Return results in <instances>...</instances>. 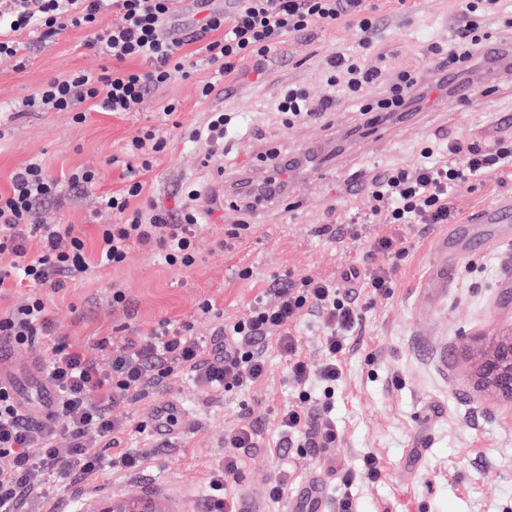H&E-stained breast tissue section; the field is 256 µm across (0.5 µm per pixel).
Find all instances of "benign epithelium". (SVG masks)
<instances>
[{"mask_svg": "<svg viewBox=\"0 0 512 512\" xmlns=\"http://www.w3.org/2000/svg\"><path fill=\"white\" fill-rule=\"evenodd\" d=\"M470 379L489 399L512 404V331L479 340L470 353ZM82 512H179L157 494L114 495L85 503Z\"/></svg>", "mask_w": 512, "mask_h": 512, "instance_id": "benign-epithelium-1", "label": "benign epithelium"}]
</instances>
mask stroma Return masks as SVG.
<instances>
[{"instance_id":"obj_1","label":"stroma","mask_w":512,"mask_h":512,"mask_svg":"<svg viewBox=\"0 0 512 512\" xmlns=\"http://www.w3.org/2000/svg\"><path fill=\"white\" fill-rule=\"evenodd\" d=\"M382 20L378 51L388 78L409 70L427 71L430 43L450 40L456 22V0H413L395 11L391 0H372ZM87 32L71 28L57 37L33 33L23 38L22 65L0 62V192L10 187L13 172L37 159L62 185L58 195L40 208L38 220L73 224L86 243H94L100 225L111 214L98 211L97 195L120 186L126 140L140 127L155 123L169 101L179 104L173 121L182 129L198 124L205 112H242L250 126L223 163L202 166V149L186 143L180 132L168 138L166 152L147 177L150 195L172 211L182 182L223 183L232 196L246 173H259L262 155L273 149L296 157L285 198L245 214L254 230L240 253L217 246L224 236L220 216L200 232L202 259L190 271L162 263L144 245L130 249L127 262L102 278L68 283L46 292L56 334L90 346L104 336L147 333L170 320L189 323L194 336L220 351L224 318L246 313L260 291L280 278L315 275L337 278L340 287L356 290L346 280L362 268L363 244L383 230L364 223L371 198L359 187L361 172L382 174L395 165H413L422 146L473 135L486 143L512 137V70L493 76L474 75L476 96L467 102L428 101L414 121L387 122L379 130L362 125L351 103L340 100L329 123L289 128L273 104L282 87L302 85L313 98L329 93L324 57L334 48L358 42L355 30L314 27L308 35L289 37L285 61L256 79L244 71L225 90L199 101L196 81L210 69L199 63L191 79L175 80L150 93L144 111L115 115L92 110L85 122L66 112L13 109L43 82L79 70L106 66L104 58L84 47ZM97 166L95 191L80 193L65 185L69 173ZM353 216L350 224L331 221L333 211ZM468 251L443 255L435 249L441 226L403 224L394 234L408 240L411 251L394 280L390 295L364 306L362 327L348 338L343 375L332 397L311 388L310 409L335 427L333 448L318 452L284 437L275 416L297 399L288 380V359L275 340H264L266 378L251 389L203 395L192 376L175 378L151 389L131 404L133 422L145 419L158 400L174 398L186 408L183 433L162 444L149 433L127 434L122 447L144 456L132 473L103 469L93 479L73 482L63 474L47 477L56 512H79L84 502L121 494L151 493L173 501L180 512H208V480L222 460L225 429L248 420L255 447L238 450L240 469L227 486L235 499L264 489L287 471L289 489L322 476L330 503L349 497L355 512H512V407L486 399L469 380V353L484 336L512 329V234L490 224H466ZM447 263L451 281L445 292L430 298L420 283L430 267ZM253 276L239 278L242 267ZM127 296L113 306L112 287ZM212 301L218 316H203L199 302ZM379 461V474L362 473L365 456Z\"/></svg>"}]
</instances>
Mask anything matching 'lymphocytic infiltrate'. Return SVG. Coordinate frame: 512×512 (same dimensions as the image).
<instances>
[{
  "label": "lymphocytic infiltrate",
  "instance_id": "f902f5d3",
  "mask_svg": "<svg viewBox=\"0 0 512 512\" xmlns=\"http://www.w3.org/2000/svg\"><path fill=\"white\" fill-rule=\"evenodd\" d=\"M181 0H0V61H19L23 35L62 34L70 28L87 30V49L108 57L101 72L78 71L44 82L22 104L26 112H67L81 123L86 112L99 108L124 114L140 112L151 90L177 79L190 78L197 62L187 43L202 41L201 52L214 75L196 82L199 100L211 98L220 84L233 81L244 68L265 74L277 60L286 37L306 35L315 26L355 28L360 52L336 51L325 58L326 82L343 86L360 112L380 118L418 111L433 91H453L473 66L486 62L490 39L488 18L506 9V0H461L452 43L442 61L433 63V83L404 71L385 83L384 71L368 65L364 55L379 32L380 20L366 0H197L200 18L192 31L180 34L175 21ZM121 15L117 25L101 22L104 11ZM142 68H134V61ZM385 84L384 97L367 103L368 88ZM330 100L313 102L304 86L285 87L276 102L286 126L318 119ZM232 112L212 110L203 122L184 132L192 143L204 145V162L226 158L233 145L229 129L238 125ZM168 133L161 126L139 128L127 140L131 159L125 182L105 194L101 203L112 214L102 225L94 255L71 224H42L35 218L38 205L54 196L60 184L44 166L31 161L11 177L9 192H0V288H26L25 298L0 309V340L14 349H27L35 337H47L50 356L46 371L59 399L52 416L33 424L22 417L11 388L0 384V512H28L30 500L43 503L41 512H55L46 476L65 473L81 480L112 467L134 472L141 455L120 450L130 420L127 407L144 399L150 388L183 374L192 375L211 390H246L266 376L262 340L275 339L288 356V379L301 392L296 403L276 416L278 429L295 437L309 425L307 386L333 390L342 377L341 361L347 338L360 325L363 304L329 278L304 275L279 280L269 295L256 296L248 314L225 320L229 338L223 352L208 355L205 342L191 334L189 324L163 322L148 334L100 338L93 347L69 344L54 336V322L44 301V290H61L95 272L117 268L130 248L139 243L156 250L165 263L189 270L201 258L197 233L203 223L201 194L187 185L177 215H170L146 197L144 179L167 148ZM466 155V166L454 158ZM512 178V141L487 145L478 139H457L421 148L413 166H398L371 181L372 224H451L459 215L457 192L474 181L504 182ZM39 243L30 252V240ZM368 256L384 261L350 270L367 294H389L393 278L408 256L404 241L376 235ZM317 318L324 329L325 358L312 363L303 356L294 337L296 325ZM108 368H101V359Z\"/></svg>",
  "mask_w": 512,
  "mask_h": 512
}]
</instances>
